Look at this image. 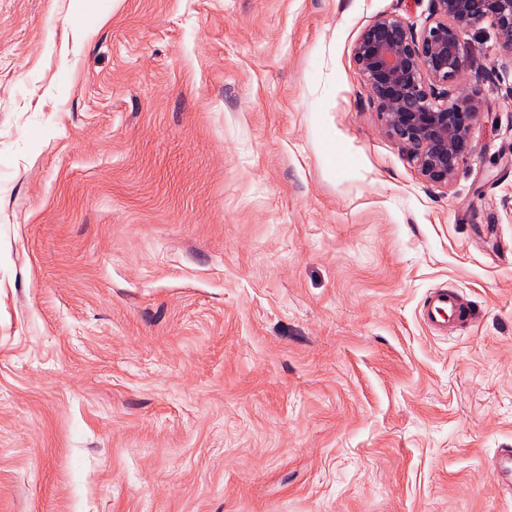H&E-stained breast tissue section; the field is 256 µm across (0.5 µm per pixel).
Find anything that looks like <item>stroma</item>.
<instances>
[{
	"label": "stroma",
	"instance_id": "obj_1",
	"mask_svg": "<svg viewBox=\"0 0 512 512\" xmlns=\"http://www.w3.org/2000/svg\"><path fill=\"white\" fill-rule=\"evenodd\" d=\"M429 13L0 0V512H512V61L443 189L351 54ZM419 318L429 330L445 337L454 326L471 323L473 309L454 288H434L425 298ZM492 476L501 487L512 489V448H500L492 464Z\"/></svg>",
	"mask_w": 512,
	"mask_h": 512
}]
</instances>
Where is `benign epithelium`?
<instances>
[{
	"mask_svg": "<svg viewBox=\"0 0 512 512\" xmlns=\"http://www.w3.org/2000/svg\"><path fill=\"white\" fill-rule=\"evenodd\" d=\"M431 17L416 29L395 15L376 18L352 48L384 130L423 179L448 187L472 151L470 131L482 111L478 92L452 95L469 55L465 34L489 22L512 60V0H431Z\"/></svg>",
	"mask_w": 512,
	"mask_h": 512,
	"instance_id": "benign-epithelium-1",
	"label": "benign epithelium"
}]
</instances>
